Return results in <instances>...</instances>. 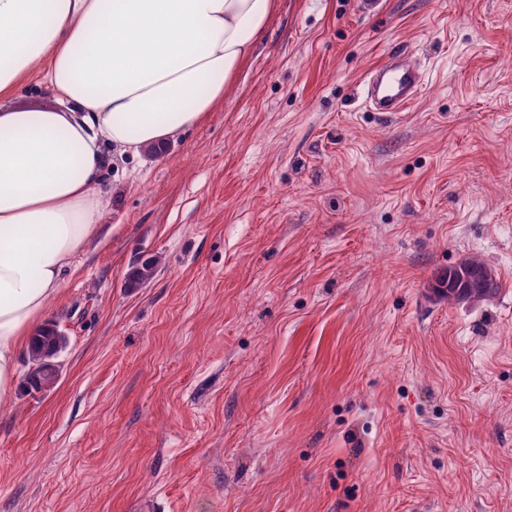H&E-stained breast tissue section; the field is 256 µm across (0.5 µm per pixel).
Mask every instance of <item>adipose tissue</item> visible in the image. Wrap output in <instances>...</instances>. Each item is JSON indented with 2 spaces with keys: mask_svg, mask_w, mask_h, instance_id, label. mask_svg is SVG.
<instances>
[{
  "mask_svg": "<svg viewBox=\"0 0 512 512\" xmlns=\"http://www.w3.org/2000/svg\"><path fill=\"white\" fill-rule=\"evenodd\" d=\"M277 0H0V409L99 233L103 173L205 121ZM51 97L15 103L30 80Z\"/></svg>",
  "mask_w": 512,
  "mask_h": 512,
  "instance_id": "ef3b65f1",
  "label": "adipose tissue"
}]
</instances>
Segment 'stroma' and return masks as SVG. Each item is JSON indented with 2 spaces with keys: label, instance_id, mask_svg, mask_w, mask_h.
<instances>
[{
  "label": "stroma",
  "instance_id": "1",
  "mask_svg": "<svg viewBox=\"0 0 512 512\" xmlns=\"http://www.w3.org/2000/svg\"><path fill=\"white\" fill-rule=\"evenodd\" d=\"M394 49L425 83L384 118ZM105 180L0 512H512V0H280L209 118ZM466 257L499 292L435 297ZM423 83L419 67L403 52H395L366 75V99L382 117L396 118L417 99ZM157 266V259H150L137 266H133L127 275L126 288H138L140 285L151 280L156 274Z\"/></svg>",
  "mask_w": 512,
  "mask_h": 512
}]
</instances>
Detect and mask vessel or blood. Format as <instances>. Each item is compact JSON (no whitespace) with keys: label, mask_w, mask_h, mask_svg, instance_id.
I'll list each match as a JSON object with an SVG mask.
<instances>
[{"label":"vessel or blood","mask_w":512,"mask_h":512,"mask_svg":"<svg viewBox=\"0 0 512 512\" xmlns=\"http://www.w3.org/2000/svg\"><path fill=\"white\" fill-rule=\"evenodd\" d=\"M424 83L421 70L404 53L396 52L386 63L368 72L365 93L369 104L382 117H399L420 94Z\"/></svg>","instance_id":"1"}]
</instances>
